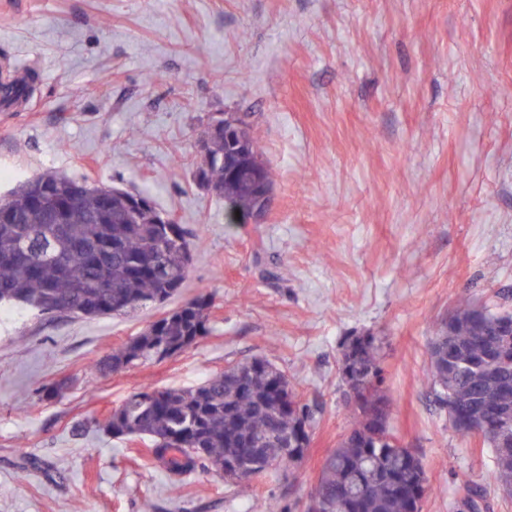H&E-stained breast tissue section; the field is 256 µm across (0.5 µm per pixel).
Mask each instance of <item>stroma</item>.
Returning a JSON list of instances; mask_svg holds the SVG:
<instances>
[{"label": "stroma", "instance_id": "35a3bbf8", "mask_svg": "<svg viewBox=\"0 0 512 512\" xmlns=\"http://www.w3.org/2000/svg\"><path fill=\"white\" fill-rule=\"evenodd\" d=\"M0 195L56 172L146 193L193 232L179 297L214 296L210 331L178 356L104 374L150 321H0V512H259L307 500L351 424L348 337L376 336L388 428L422 459L421 512H512L490 448L461 438L426 383L438 318L512 310V0H0ZM255 116L274 174L262 223L229 224L200 187L215 112ZM264 356L319 408L284 482L210 472L181 487L141 440L73 433L143 385L192 387ZM61 388L52 400L49 385Z\"/></svg>", "mask_w": 512, "mask_h": 512}]
</instances>
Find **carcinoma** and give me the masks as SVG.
Here are the masks:
<instances>
[{"mask_svg":"<svg viewBox=\"0 0 512 512\" xmlns=\"http://www.w3.org/2000/svg\"><path fill=\"white\" fill-rule=\"evenodd\" d=\"M234 165L219 138L196 170L207 190L224 200L229 224L250 217L257 205L253 181L230 174ZM132 196L52 172L1 196L0 307L98 318L134 314L174 297L193 262L191 232L160 223L153 206L129 216ZM211 307L208 294L184 302L121 345L100 370L116 372L183 352L208 334ZM505 318L512 321V313L472 303L437 323L428 385L453 429L478 435L492 449L496 478L511 494L512 335L500 331ZM339 375L344 383L369 377L364 402L327 451L309 498L288 504V512H421L425 467L388 431L375 337L354 336L345 344ZM317 413L284 370L255 357L196 386L144 385L105 420L75 431L149 440L151 460L176 484L198 470L242 483L272 474L269 460L300 462ZM226 464L238 471L224 473Z\"/></svg>","mask_w":512,"mask_h":512,"instance_id":"cac0c4a2","label":"carcinoma"}]
</instances>
